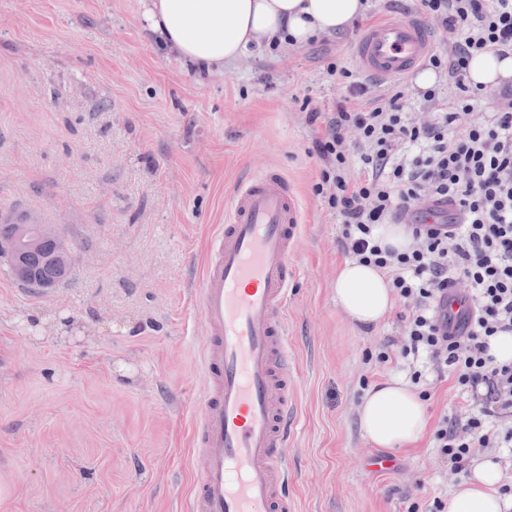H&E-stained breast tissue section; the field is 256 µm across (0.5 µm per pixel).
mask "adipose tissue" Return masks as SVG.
I'll use <instances>...</instances> for the list:
<instances>
[{
  "mask_svg": "<svg viewBox=\"0 0 512 512\" xmlns=\"http://www.w3.org/2000/svg\"><path fill=\"white\" fill-rule=\"evenodd\" d=\"M149 32L183 63L210 73L236 63L250 47L286 39L303 45L345 32L365 10L362 0H141ZM336 303L357 324L382 321L394 296L385 273L344 261L333 283ZM362 436L374 447L399 449L425 435L427 408L408 384L389 379L370 389L357 408ZM500 468L476 464L455 487L448 512H512L500 495Z\"/></svg>",
  "mask_w": 512,
  "mask_h": 512,
  "instance_id": "1",
  "label": "adipose tissue"
}]
</instances>
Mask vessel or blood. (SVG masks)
<instances>
[{"label":"vessel or blood","instance_id":"vessel-or-blood-1","mask_svg":"<svg viewBox=\"0 0 512 512\" xmlns=\"http://www.w3.org/2000/svg\"><path fill=\"white\" fill-rule=\"evenodd\" d=\"M428 27L390 16L364 29L353 55L386 81L420 69ZM298 209L268 173L237 186L196 295L209 338L203 368L214 388L196 428L200 460L188 512H288L286 434L294 416L284 338L289 257Z\"/></svg>","mask_w":512,"mask_h":512}]
</instances>
